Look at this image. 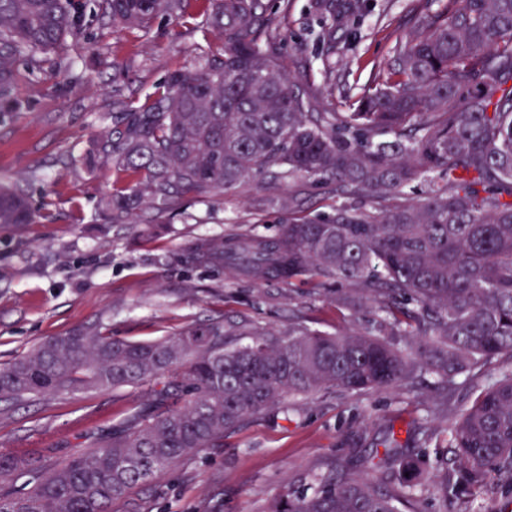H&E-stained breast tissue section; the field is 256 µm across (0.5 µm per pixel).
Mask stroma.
Wrapping results in <instances>:
<instances>
[{
  "instance_id": "obj_1",
  "label": "stroma",
  "mask_w": 512,
  "mask_h": 512,
  "mask_svg": "<svg viewBox=\"0 0 512 512\" xmlns=\"http://www.w3.org/2000/svg\"><path fill=\"white\" fill-rule=\"evenodd\" d=\"M324 41V20L314 0H269L287 10L288 34L277 44L297 83L332 111H347L346 97L391 61L394 41L419 17L449 0H347ZM200 32L166 17L148 29L112 30L87 15L63 53L29 75L20 66V109L0 112V182L19 185L39 219L0 226V363L46 337L97 318L112 336L153 341L213 318L287 334L304 324L325 334L376 332L369 304L344 306L343 287L309 277L292 283L227 281L223 273L187 261L185 244L198 235H228L258 227L278 230L276 199L296 193L304 215L333 216V182L247 180L222 200L203 194L172 214L151 207L133 223L106 226L102 198L116 182L110 164L71 166L89 155L112 128L119 103H141L170 71L192 67ZM153 232H144V225ZM483 383L481 372L461 376L455 388L421 374L414 388L290 395L273 411L245 421L235 432L169 470L163 493L141 489L144 512H265L283 491L311 488L330 464L375 478L367 464L387 428L407 455L454 423ZM146 398L145 388L32 397L0 404V450L28 457L57 451V463L106 430Z\"/></svg>"
}]
</instances>
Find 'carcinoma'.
<instances>
[{
  "mask_svg": "<svg viewBox=\"0 0 512 512\" xmlns=\"http://www.w3.org/2000/svg\"><path fill=\"white\" fill-rule=\"evenodd\" d=\"M453 3L396 41L349 111L329 112L270 50L288 14L265 0H103L114 29L190 18L205 41L193 69L112 113V133L71 160L110 163L126 183L101 201L108 223H130L143 202L167 213L247 179L333 180L372 209L339 205L335 219H311L288 194L275 236H196L186 255L230 280L353 284L344 303L369 302L382 337L305 327L273 336L222 319L149 343L116 339L100 319L52 336L0 365V401L145 385L148 397L62 465L52 448L24 459L1 451L0 512H112L287 395L408 387L423 370L448 383L488 371L444 429L447 450L407 457L391 431L373 457L395 481L332 467L312 492L288 491L265 512H399L428 474L445 505L471 504L490 484L512 492V0ZM83 16L77 0H0L1 104H21L20 61L41 71ZM421 180L424 196L406 198ZM35 221L25 192L1 182L0 225ZM230 336L250 341L230 347Z\"/></svg>",
  "mask_w": 512,
  "mask_h": 512,
  "instance_id": "carcinoma-1",
  "label": "carcinoma"
}]
</instances>
